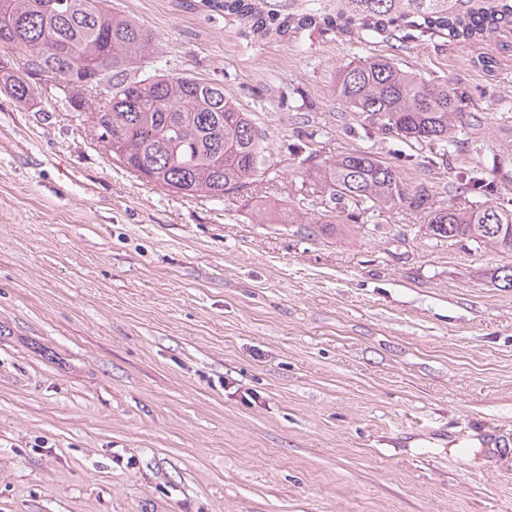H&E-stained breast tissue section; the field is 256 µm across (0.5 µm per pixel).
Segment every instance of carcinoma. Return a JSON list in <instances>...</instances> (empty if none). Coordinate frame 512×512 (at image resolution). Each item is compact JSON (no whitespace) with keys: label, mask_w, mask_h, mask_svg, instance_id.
<instances>
[{"label":"carcinoma","mask_w":512,"mask_h":512,"mask_svg":"<svg viewBox=\"0 0 512 512\" xmlns=\"http://www.w3.org/2000/svg\"><path fill=\"white\" fill-rule=\"evenodd\" d=\"M102 0H0V85L18 100L64 74L60 92L70 112L90 124L106 153L137 177L184 197L224 198L253 189L268 172L269 145L250 113L224 95V86L194 76L139 78L155 36ZM261 38L301 30L371 41L376 36L420 41L442 37L470 44L512 28V0H208ZM106 94L93 106L91 94ZM337 93L364 126L425 152L428 169L460 151L466 139L455 119L464 99L450 81L425 80L384 55L350 62L338 71ZM308 140L288 147L303 161L316 158ZM321 231L342 213L378 209L427 212L429 233L453 243L491 244L512 255V208L502 186L476 163L457 168L452 189L479 200L434 206L422 186L403 181L375 155L353 150L322 161Z\"/></svg>","instance_id":"carcinoma-1"}]
</instances>
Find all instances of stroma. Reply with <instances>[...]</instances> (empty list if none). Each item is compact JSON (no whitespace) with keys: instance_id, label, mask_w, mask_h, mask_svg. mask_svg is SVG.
Masks as SVG:
<instances>
[{"instance_id":"35a3bbf8","label":"stroma","mask_w":512,"mask_h":512,"mask_svg":"<svg viewBox=\"0 0 512 512\" xmlns=\"http://www.w3.org/2000/svg\"><path fill=\"white\" fill-rule=\"evenodd\" d=\"M156 37L143 69L223 84L265 133L257 197L184 198L113 161L54 91L0 92V512H512L511 258L367 211L335 232L288 145L375 154L433 203L336 72L375 54L451 81L492 165L512 145V32L461 46L254 38L206 0H106ZM492 68H483V59Z\"/></svg>"}]
</instances>
